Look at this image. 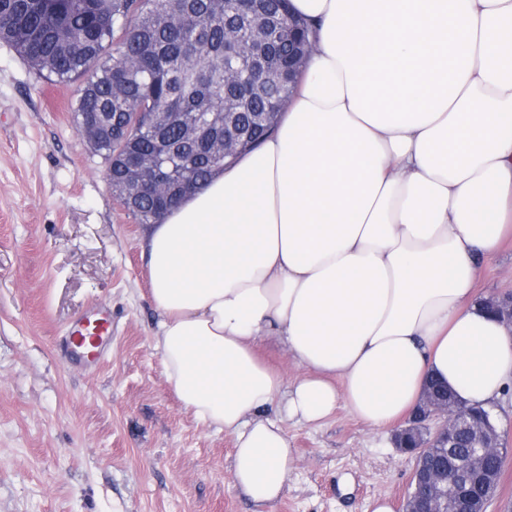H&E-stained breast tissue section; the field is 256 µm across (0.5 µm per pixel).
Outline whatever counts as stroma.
Returning <instances> with one entry per match:
<instances>
[{
	"label": "stroma",
	"instance_id": "obj_1",
	"mask_svg": "<svg viewBox=\"0 0 512 512\" xmlns=\"http://www.w3.org/2000/svg\"><path fill=\"white\" fill-rule=\"evenodd\" d=\"M73 94L0 42V512H255L232 477L234 437L199 423L166 379L149 232L113 199ZM476 288L512 293V239ZM96 307L112 342L79 364L59 343ZM284 428L295 460L264 512H368L378 499L399 512L414 460L391 427L340 407Z\"/></svg>",
	"mask_w": 512,
	"mask_h": 512
}]
</instances>
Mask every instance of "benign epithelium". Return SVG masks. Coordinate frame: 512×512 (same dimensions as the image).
Listing matches in <instances>:
<instances>
[{
  "label": "benign epithelium",
  "instance_id": "obj_1",
  "mask_svg": "<svg viewBox=\"0 0 512 512\" xmlns=\"http://www.w3.org/2000/svg\"><path fill=\"white\" fill-rule=\"evenodd\" d=\"M208 114L203 131L224 139V155L235 154L250 140L249 131L232 122L213 125ZM176 174L159 165L143 171L138 191L152 193L160 181ZM500 321L512 330V300L489 299ZM467 431L473 442L466 461L444 458L445 449L457 443L460 431ZM393 443L415 458L412 491L403 512H487L495 498L503 470L506 448L494 414L463 404L442 390L424 386L422 398L410 423L397 429Z\"/></svg>",
  "mask_w": 512,
  "mask_h": 512
}]
</instances>
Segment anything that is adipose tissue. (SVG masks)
<instances>
[{
  "label": "adipose tissue",
  "instance_id": "1",
  "mask_svg": "<svg viewBox=\"0 0 512 512\" xmlns=\"http://www.w3.org/2000/svg\"><path fill=\"white\" fill-rule=\"evenodd\" d=\"M291 4L314 50L277 129L148 237L167 380L260 504L288 482L286 420L380 428L429 378L486 409L512 381L476 292L512 237V0ZM259 355L270 367L278 371L285 380H293L300 374L296 365L275 343L266 342L262 344L259 347Z\"/></svg>",
  "mask_w": 512,
  "mask_h": 512
}]
</instances>
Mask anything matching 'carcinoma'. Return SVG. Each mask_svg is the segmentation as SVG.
Masks as SVG:
<instances>
[{"mask_svg":"<svg viewBox=\"0 0 512 512\" xmlns=\"http://www.w3.org/2000/svg\"><path fill=\"white\" fill-rule=\"evenodd\" d=\"M308 39L289 0H0V42L39 75L76 84L71 112L92 150L108 163L118 192L133 165L151 160L190 170L197 186L230 158L196 132L203 112H281L288 94V23ZM266 74L226 66L243 51ZM171 181L129 207L138 224H156L180 201Z\"/></svg>","mask_w":512,"mask_h":512,"instance_id":"1","label":"carcinoma"}]
</instances>
